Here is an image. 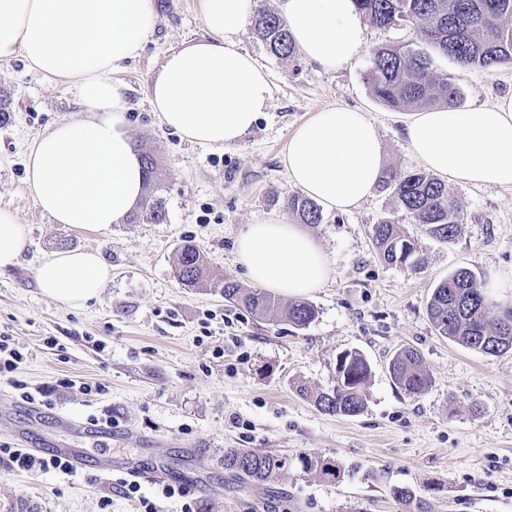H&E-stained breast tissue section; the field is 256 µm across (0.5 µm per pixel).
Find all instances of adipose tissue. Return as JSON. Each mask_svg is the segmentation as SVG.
Segmentation results:
<instances>
[{
	"mask_svg": "<svg viewBox=\"0 0 512 512\" xmlns=\"http://www.w3.org/2000/svg\"><path fill=\"white\" fill-rule=\"evenodd\" d=\"M250 0H200L209 37L170 51L150 86L163 125L204 147L237 144L271 98L265 69L235 34ZM298 50L325 70L349 64L365 47L353 0H279ZM153 0H0V60L19 58L47 81L74 91L86 116L60 122L33 140L26 182L55 223L98 228L118 223L145 191L128 134V85L121 72L154 31ZM406 142L436 175L512 188V94L467 108H432L406 124ZM283 163L291 181L329 210L367 200L384 172L376 123L350 108L324 109L297 127ZM25 247L16 214L0 208V270ZM236 255L250 280L302 296L322 287L329 259L301 225L279 219L248 225ZM45 294L79 307L98 298L112 267L93 250L54 252L36 268Z\"/></svg>",
	"mask_w": 512,
	"mask_h": 512,
	"instance_id": "ef3b65f1",
	"label": "adipose tissue"
}]
</instances>
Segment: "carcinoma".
Listing matches in <instances>:
<instances>
[{"mask_svg": "<svg viewBox=\"0 0 512 512\" xmlns=\"http://www.w3.org/2000/svg\"><path fill=\"white\" fill-rule=\"evenodd\" d=\"M362 17L377 27L401 24L417 26L419 43L454 60L464 67L495 71L512 66V0H355ZM258 36L270 52L280 58L292 57L296 47L284 20L275 13H261L255 18ZM371 66L367 74L373 96L392 109L424 107L438 102L453 105L459 92L447 77L431 67L429 53L401 45L378 46L368 50ZM146 172V192L130 222L161 224L167 212L159 196L157 164L153 155L141 154ZM379 185L390 192L396 204L412 223L422 226L430 236L453 242L465 223L464 213L448 187L438 179L408 171L400 176L383 173ZM289 208L303 224H318L321 208L313 200L296 195ZM372 240L379 257L388 265L421 269L414 236L398 223L385 218L372 226ZM176 275L186 288L207 281L219 290L224 301L241 307L258 318L283 311L285 319L298 329L307 328L317 316L308 303H293L280 309L278 299L261 288H244L228 277L211 272L204 253L186 242L177 249ZM427 313L439 334L467 349L487 356L512 352V301L495 305L478 284L476 273L459 268L433 288ZM393 383L415 396L431 384L419 352L410 346L399 348L389 362ZM371 367L359 351H346L336 362V385L327 390L298 388L299 393L320 412L353 417L366 405V387ZM299 463L307 472L334 480L342 478L340 466L333 460L302 453L296 457L271 455L257 448L224 449V470L250 485L277 482L288 467ZM395 501L408 512H431L425 498L402 486L390 489Z\"/></svg>", "mask_w": 512, "mask_h": 512, "instance_id": "1", "label": "carcinoma"}]
</instances>
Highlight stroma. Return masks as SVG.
Instances as JSON below:
<instances>
[{
  "instance_id": "stroma-1",
  "label": "stroma",
  "mask_w": 512,
  "mask_h": 512,
  "mask_svg": "<svg viewBox=\"0 0 512 512\" xmlns=\"http://www.w3.org/2000/svg\"><path fill=\"white\" fill-rule=\"evenodd\" d=\"M155 7V30L121 76L130 86L129 133L157 160L166 223L81 229L43 213L25 181L26 147L53 124L80 118L81 106L21 59L0 62L8 102L0 119V206L17 214L27 234L18 264L0 271V333L25 355L18 379L37 395L52 390L27 404L0 380V444L44 456L70 438L62 419L111 420V439H85L82 447L188 473L202 512H406L389 495L395 485L424 496L431 512H512V353L466 349L440 336L427 314L434 285L459 267L474 269L485 285L512 278V189L449 182L465 215L449 244L410 223L379 189L351 211H323L306 230L326 252L331 275L306 295L318 315L304 329L256 318L213 290L183 287L174 274L176 251L190 240L216 272L250 287L236 239L247 225L292 219L288 200L299 189L283 155L296 127L320 110L365 112L380 130L386 168H419L404 139L410 112L380 103L366 82L368 48L412 44L413 27L367 26L366 51L326 72L299 54H271L253 17L276 11L277 0H252L236 41L268 72L271 99L238 144L208 148L164 127L148 96L167 52L209 37L198 0H155ZM432 67L450 78L463 107L512 92V67L464 68L438 53ZM386 217L417 238L420 271L377 257L371 228ZM75 249L99 251L112 267L99 299L81 309L46 296L35 280L48 253ZM408 345L431 376L414 397L387 369ZM350 350L372 369L366 407L354 417L320 413L297 388L333 386L336 359ZM61 378L70 386H58ZM228 448L321 455L345 477L336 483L293 467L274 488L243 487L224 470ZM122 476L82 468L70 477L30 474L0 462V512H135L117 485Z\"/></svg>"
}]
</instances>
